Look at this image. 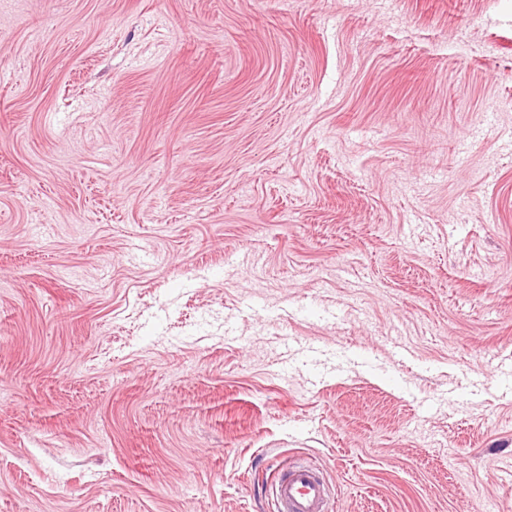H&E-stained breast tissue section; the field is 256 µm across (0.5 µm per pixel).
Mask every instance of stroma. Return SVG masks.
<instances>
[{"label":"stroma","instance_id":"stroma-1","mask_svg":"<svg viewBox=\"0 0 512 512\" xmlns=\"http://www.w3.org/2000/svg\"><path fill=\"white\" fill-rule=\"evenodd\" d=\"M512 512V0H0V512ZM271 490L279 512H328L332 490L316 464L294 460L277 470Z\"/></svg>","mask_w":512,"mask_h":512}]
</instances>
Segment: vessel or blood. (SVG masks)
I'll return each mask as SVG.
<instances>
[{
    "instance_id": "b4317fda",
    "label": "vessel or blood",
    "mask_w": 512,
    "mask_h": 512,
    "mask_svg": "<svg viewBox=\"0 0 512 512\" xmlns=\"http://www.w3.org/2000/svg\"><path fill=\"white\" fill-rule=\"evenodd\" d=\"M278 512H328L332 490L316 464L294 460L277 470L271 482Z\"/></svg>"
}]
</instances>
